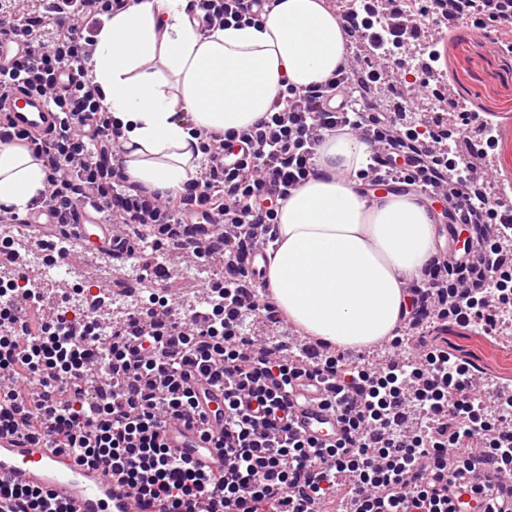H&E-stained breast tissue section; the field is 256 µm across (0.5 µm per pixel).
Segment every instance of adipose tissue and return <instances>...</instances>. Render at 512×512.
<instances>
[{"label":"adipose tissue","mask_w":512,"mask_h":512,"mask_svg":"<svg viewBox=\"0 0 512 512\" xmlns=\"http://www.w3.org/2000/svg\"><path fill=\"white\" fill-rule=\"evenodd\" d=\"M189 0H135L112 14L92 57L102 105L122 131L125 171L148 191L195 180L201 133L241 131L268 111L282 80L325 82L345 56V35L323 0H276L249 25L204 30ZM367 147L331 134L315 176L278 213L266 284L277 306L308 333L341 349L392 336L434 253L435 217L412 194L360 191ZM47 168L0 141V207L25 215Z\"/></svg>","instance_id":"1"}]
</instances>
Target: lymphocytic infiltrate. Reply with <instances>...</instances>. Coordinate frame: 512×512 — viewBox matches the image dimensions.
Returning a JSON list of instances; mask_svg holds the SVG:
<instances>
[{"mask_svg": "<svg viewBox=\"0 0 512 512\" xmlns=\"http://www.w3.org/2000/svg\"><path fill=\"white\" fill-rule=\"evenodd\" d=\"M129 0H40L18 14L15 0H0V34L27 42L24 56L0 69V92L19 87L44 98L58 117L48 134L20 129L0 114V140L28 147L49 168L37 207L69 223L77 204L102 206L113 224L143 227L139 248H187L197 258L224 255V307L194 305L170 327L134 318L113 331L100 356L91 343L49 327L43 297L28 293L29 311L17 312L12 289L0 287V432L20 430L72 453L79 462L105 464L159 512H512V491L499 468L512 465V397L485 407L470 364L418 335L427 322L482 324L496 333L512 310V251L502 239L512 230V206L487 190L481 161L493 139L465 131L420 130L412 113L358 100L332 112L326 99L352 82L344 63L327 82L299 89L283 84L265 116L238 133L205 134L203 172L183 189L163 195L131 181L120 158L121 130L102 108L92 76L88 20L125 9ZM272 0H192L204 28L245 24ZM410 16L395 9L382 21L351 12L347 22L368 49L405 32ZM85 79L62 91L63 68ZM344 131L368 147L366 184L392 179L407 188L450 189L454 223L468 233L451 264L432 259L428 279L411 289V305L394 351L416 348V360L370 366L334 353L303 362L257 344L251 326L269 304L245 299L251 277L248 252L277 238V212L292 190L315 173L324 134ZM240 142L247 156L224 170L226 144ZM466 169L464 189L456 175ZM195 205L213 213L225 232L200 234L182 216ZM461 274L449 286L447 271ZM105 360L112 394L91 395L84 373ZM321 377L338 402L344 434L321 447L299 435L289 417L293 379ZM224 387V435L215 449L224 470L215 473L177 457L165 441L171 420L199 413L188 378ZM349 475V488L339 478ZM0 512H65L40 489L0 483Z\"/></svg>", "mask_w": 512, "mask_h": 512, "instance_id": "1", "label": "lymphocytic infiltrate"}]
</instances>
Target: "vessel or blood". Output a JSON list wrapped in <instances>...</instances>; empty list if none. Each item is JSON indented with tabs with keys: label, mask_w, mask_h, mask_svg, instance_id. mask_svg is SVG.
I'll return each mask as SVG.
<instances>
[{
	"label": "vessel or blood",
	"mask_w": 512,
	"mask_h": 512,
	"mask_svg": "<svg viewBox=\"0 0 512 512\" xmlns=\"http://www.w3.org/2000/svg\"><path fill=\"white\" fill-rule=\"evenodd\" d=\"M7 98L16 127L42 132L54 128L56 114L41 97L14 89ZM73 233L77 239L94 242L96 249L105 251L111 250L113 240L121 236L117 226L84 207L76 212ZM324 397V388L316 380H295L290 392L291 419L299 434L331 444L342 430L336 408L327 406ZM201 405L205 411L202 422H169L166 437L178 453L216 471L224 466L212 450L214 440L224 428L223 419L216 416L217 410L224 407L223 387L206 386ZM0 482L42 489L70 512H155L151 503H137L128 484L107 475L105 467L79 463L67 451L31 442L21 433L0 434Z\"/></svg>",
	"instance_id": "vessel-or-blood-1"
}]
</instances>
